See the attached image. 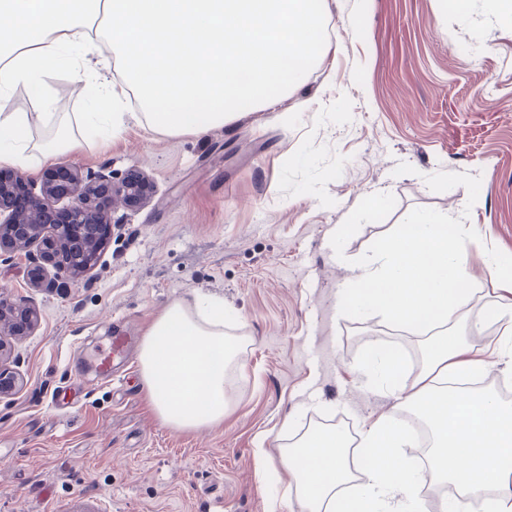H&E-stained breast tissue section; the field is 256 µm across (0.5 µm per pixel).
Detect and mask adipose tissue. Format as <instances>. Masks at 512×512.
I'll return each instance as SVG.
<instances>
[{
	"instance_id": "adipose-tissue-1",
	"label": "adipose tissue",
	"mask_w": 512,
	"mask_h": 512,
	"mask_svg": "<svg viewBox=\"0 0 512 512\" xmlns=\"http://www.w3.org/2000/svg\"><path fill=\"white\" fill-rule=\"evenodd\" d=\"M328 15V0H0V163L34 168L78 150L79 129H120L132 99L137 121L170 136L272 107L322 60ZM63 67L89 92L88 111L61 112L58 95L44 94ZM20 86L40 95L41 113L11 109ZM37 122L52 125L49 141H34ZM466 235L447 217L413 215L352 261L342 310H375L390 326L416 327L426 350L408 383L400 357L372 361L391 407L358 440L313 427L282 450L306 512H427L405 455L415 441L407 411L431 432L430 477L446 489L437 512H468L477 498L486 512H512V402L455 383L488 369L476 344L484 321L466 311L474 296ZM487 266L500 292L490 307L503 325L499 350L512 354V256L490 254ZM240 349L215 298L160 311L139 352L159 419L190 432L223 422L227 370Z\"/></svg>"
}]
</instances>
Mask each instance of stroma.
<instances>
[{
  "mask_svg": "<svg viewBox=\"0 0 512 512\" xmlns=\"http://www.w3.org/2000/svg\"><path fill=\"white\" fill-rule=\"evenodd\" d=\"M329 0L320 65L277 107L200 135L127 119L119 136L37 169L143 171L150 203L117 209L95 266L47 293L25 251L0 259V292L40 322L13 336L23 379L0 398V512H303L280 452L317 422L350 432L386 413L363 353L416 350L407 330L339 306L351 263L412 215L461 213L471 227V315L491 384H512L493 350L483 256L512 254V26L487 0ZM224 301L244 340L223 423L179 432L154 413L139 367L100 380L110 336L139 352L153 318L195 294ZM290 429H283V420Z\"/></svg>",
  "mask_w": 512,
  "mask_h": 512,
  "instance_id": "stroma-1",
  "label": "stroma"
}]
</instances>
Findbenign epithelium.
I'll return each instance as SVG.
<instances>
[{"instance_id": "7a95c632", "label": "benign epithelium", "mask_w": 512, "mask_h": 512, "mask_svg": "<svg viewBox=\"0 0 512 512\" xmlns=\"http://www.w3.org/2000/svg\"><path fill=\"white\" fill-rule=\"evenodd\" d=\"M99 187L108 189L112 197L111 208L106 211L96 209ZM64 199L65 206H56ZM149 200L146 176L138 170L112 180L103 176L88 179L74 167L59 166L46 173L41 195L27 193L20 207L14 203L11 184L0 180V256L36 246L33 261L38 273L31 275L30 287L57 288L89 267V246L95 241L92 231L111 223L112 210L143 207ZM71 224H86L91 234L74 242L70 239ZM37 321L35 310L0 297V336L27 335ZM9 358L8 346L0 339V397L12 393L18 383L16 373L6 367Z\"/></svg>"}]
</instances>
